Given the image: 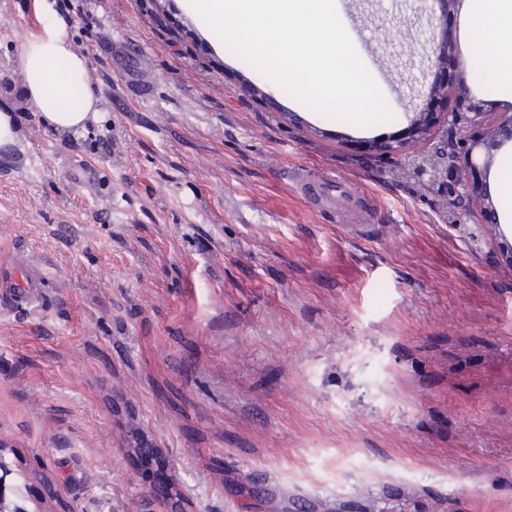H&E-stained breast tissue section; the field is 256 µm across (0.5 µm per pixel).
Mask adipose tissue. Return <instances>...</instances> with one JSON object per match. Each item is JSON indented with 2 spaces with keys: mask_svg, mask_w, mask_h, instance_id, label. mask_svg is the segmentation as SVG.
I'll list each match as a JSON object with an SVG mask.
<instances>
[{
  "mask_svg": "<svg viewBox=\"0 0 512 512\" xmlns=\"http://www.w3.org/2000/svg\"><path fill=\"white\" fill-rule=\"evenodd\" d=\"M465 17L460 49L467 68L479 70L487 85L502 88L503 99L512 101V0H468ZM68 29L65 19H49L20 55L28 104L62 131L83 128L97 114V97L84 81L88 58L73 49Z\"/></svg>",
  "mask_w": 512,
  "mask_h": 512,
  "instance_id": "ef3b65f1",
  "label": "adipose tissue"
}]
</instances>
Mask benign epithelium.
Masks as SVG:
<instances>
[{"mask_svg": "<svg viewBox=\"0 0 512 512\" xmlns=\"http://www.w3.org/2000/svg\"><path fill=\"white\" fill-rule=\"evenodd\" d=\"M454 0H427L425 12L429 19L444 20L448 6ZM430 70L422 73L420 86L426 96L452 100L444 112H415L410 123L414 142L424 144L425 160L416 163L412 179L420 182L448 214L451 222L466 227L477 223L474 205L487 197L486 176L490 163L475 154L482 139L494 136V131L506 128L512 139V113L491 112L466 87L465 67L458 63L455 86L438 77L450 52L447 40L431 39ZM409 141L391 139L369 146L382 159L400 168L411 160ZM170 484L160 496V504L169 512H186L181 499Z\"/></svg>", "mask_w": 512, "mask_h": 512, "instance_id": "7a95c632", "label": "benign epithelium"}]
</instances>
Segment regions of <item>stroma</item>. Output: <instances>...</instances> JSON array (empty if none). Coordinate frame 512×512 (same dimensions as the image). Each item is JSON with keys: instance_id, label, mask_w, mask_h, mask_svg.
I'll return each mask as SVG.
<instances>
[{"instance_id": "1", "label": "stroma", "mask_w": 512, "mask_h": 512, "mask_svg": "<svg viewBox=\"0 0 512 512\" xmlns=\"http://www.w3.org/2000/svg\"><path fill=\"white\" fill-rule=\"evenodd\" d=\"M57 0H0V512H512V263L363 149L406 134L423 0H335L394 118L371 134L282 93L183 0H86L71 42L98 114L46 125L15 77ZM25 167L12 160L17 147ZM309 168L371 215L317 210ZM27 248L16 246L0 264V294L15 306H31L45 287V275L31 264Z\"/></svg>"}]
</instances>
